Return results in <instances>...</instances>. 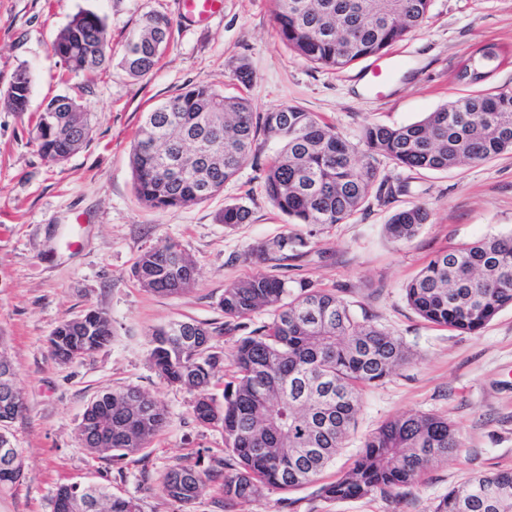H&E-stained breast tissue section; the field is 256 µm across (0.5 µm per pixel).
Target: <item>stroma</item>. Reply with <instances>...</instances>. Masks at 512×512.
<instances>
[{"instance_id":"stroma-1","label":"stroma","mask_w":512,"mask_h":512,"mask_svg":"<svg viewBox=\"0 0 512 512\" xmlns=\"http://www.w3.org/2000/svg\"><path fill=\"white\" fill-rule=\"evenodd\" d=\"M273 9V0H223L220 14L194 26L182 19L178 0H0V357L13 364L23 397L5 434L25 459L20 482L0 492V512H53L59 486L89 482L135 498L141 512H224L214 482L187 510L167 495L170 467L225 457L224 432L194 419L192 391L157 375L150 338L173 320L223 326L225 287L269 270L244 262V252L292 232L310 233L311 252L287 275L336 289L413 354L385 382L361 389L356 428L322 481L348 471L365 436L399 415L447 418L461 446L396 500L325 502L308 485L267 490L245 512H431L472 474L512 470V308L479 333L458 334L421 319L403 291L438 252L512 233V152L448 171H411L379 159L381 176L405 184V192L371 193L347 223L312 231L271 206L252 165L208 201L156 211L138 202L129 161L149 107L201 80L244 92L260 112L290 104L317 113L353 143L365 124L419 121L470 93L453 75L471 51L486 42L512 45V0H433L425 24L395 46L397 65L379 91L369 86L365 62L330 71L288 50L276 35ZM81 11L103 19L116 54L143 15L164 14L170 47L140 79L115 61L90 79L66 74L51 45ZM243 62L253 81L241 90L234 72ZM21 69L32 79L26 112L4 100ZM58 95L82 104L93 133L67 159L52 162L30 131L34 111ZM233 203L251 210L249 223L217 220ZM415 204L430 208L429 224L410 242H392L385 224ZM168 241L179 243L196 268L194 286L178 296L147 291L134 275L138 258ZM90 308L110 315V342L82 360L59 363L49 349L52 331ZM126 386L165 408L163 430L148 448L118 461L90 454L79 435L85 409Z\"/></svg>"}]
</instances>
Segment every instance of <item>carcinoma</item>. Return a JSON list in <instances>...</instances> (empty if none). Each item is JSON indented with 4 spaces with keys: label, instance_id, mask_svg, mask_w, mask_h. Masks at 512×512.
I'll return each instance as SVG.
<instances>
[{
    "label": "carcinoma",
    "instance_id": "carcinoma-1",
    "mask_svg": "<svg viewBox=\"0 0 512 512\" xmlns=\"http://www.w3.org/2000/svg\"><path fill=\"white\" fill-rule=\"evenodd\" d=\"M431 0H274L277 34L296 55L328 70L341 71L362 59L384 55L429 18ZM169 19L143 16L126 38L121 66L133 78L150 74L165 54ZM68 74L92 77L112 59L103 20L75 14L52 43ZM512 57V48L485 44L467 58L455 79L477 83L486 71ZM10 106L26 112L31 77L16 73ZM41 155L69 157L92 133L91 118L71 97H53L36 113L31 130ZM269 140L279 150L261 162ZM362 145L349 142L314 112L284 105L258 112L242 95H226L199 81L146 113L134 140L130 164L137 197L152 210L183 208L213 197L247 163L261 172L269 202L295 224H343L360 210L379 181L377 157L407 169L444 171L512 151V88L476 91L458 97L414 123L363 127ZM423 204L395 212L385 232L403 243L430 220ZM251 211L228 204L218 221L245 224ZM311 252L302 235L258 243L245 253L256 263L281 265ZM191 262L175 243L145 252L136 264L140 286L161 295H180L193 286L176 257ZM408 305L426 322L472 334L512 307V235L477 240L437 253L405 287ZM220 307L226 324L247 330L246 320L266 308L270 323L248 330L235 347V373L224 386V401L210 391L223 362L211 330L172 321L154 331L149 357L158 375L195 392L193 414L201 424L224 429L228 451L208 467L178 465L167 472L168 496L189 505L207 482L223 478L224 506H244L270 488L291 490L316 482L355 428L357 390L379 385L409 359L403 342L352 311L334 289L313 281L256 273L224 288ZM112 319L102 309L64 321L49 339L53 356L74 362L104 346ZM166 412L140 390H114L98 397L83 417L84 446L91 454L134 455L165 424ZM460 447L448 419L430 414L396 416L371 432L352 468L316 490L327 502L375 493L399 497L421 473ZM12 470L0 468V489L22 476L16 454ZM105 512H141L137 500L91 484ZM76 486L61 487L54 512H72ZM432 512H512V470L479 475L452 489Z\"/></svg>",
    "mask_w": 512,
    "mask_h": 512
}]
</instances>
